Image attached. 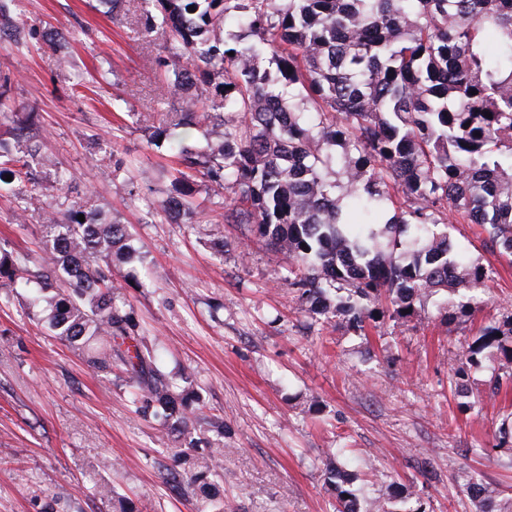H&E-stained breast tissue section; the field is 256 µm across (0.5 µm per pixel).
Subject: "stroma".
I'll return each instance as SVG.
<instances>
[{"instance_id":"1","label":"stroma","mask_w":512,"mask_h":512,"mask_svg":"<svg viewBox=\"0 0 512 512\" xmlns=\"http://www.w3.org/2000/svg\"><path fill=\"white\" fill-rule=\"evenodd\" d=\"M23 22L68 30L84 25L70 65L44 43L0 41V75L10 89L1 112L38 113L45 151L97 204L127 224L148 265L121 295L136 335L167 370L191 369L206 415L224 420V512H329L322 462L343 449L362 494H376L380 473L414 477L431 459L436 477L424 490L434 512H471L453 477L481 471L512 486V455L484 456L512 396L473 386L474 411L461 412L448 377L480 325L512 314V259L485 246L475 224H452L448 236L489 272L485 301L450 323L436 301L425 318L348 330L301 312L287 282V253L245 238L216 221L224 192L203 182L196 221L170 223L160 208L172 191L177 161L148 143L170 106L157 92L163 75L137 15L113 23L100 0H26ZM109 59L113 84L98 85L94 67ZM134 104L123 119L114 98ZM113 152L121 168L93 165V148ZM136 195L121 200L126 180ZM16 200L0 196V239L41 261L40 218L16 223ZM124 375L94 371L38 325L28 295L0 307V512H37L36 490L57 494L64 512H112L94 497L89 471L111 478L143 512H196L194 501L162 482L171 440L136 415L122 395Z\"/></svg>"}]
</instances>
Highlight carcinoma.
I'll list each match as a JSON object with an SVG mask.
<instances>
[{"label":"carcinoma","instance_id":"carcinoma-1","mask_svg":"<svg viewBox=\"0 0 512 512\" xmlns=\"http://www.w3.org/2000/svg\"><path fill=\"white\" fill-rule=\"evenodd\" d=\"M228 2L144 0L143 34L163 37L156 63L172 107L150 144H170L184 165L168 217L194 214L195 173L222 186L224 223L287 252L298 300L326 324L344 316L360 336L369 321L420 317L440 293L448 321L471 316L488 271L450 242L443 218L451 210L458 224L484 226L490 247L512 257V0H247L245 23L225 40L216 31ZM18 7L0 0V40L40 37L69 63L76 33L39 35L16 23ZM2 125L0 193L36 205L46 258L0 241V288L35 286L37 321L94 370L121 366L136 414L171 437L166 484L195 497L196 512H224V421L197 407L191 372L173 375L132 343V312L118 302L112 264L133 257L128 225L54 168L34 113ZM382 209L393 215L381 225L372 215ZM338 281L353 285L348 295ZM481 374L494 394L512 387V315L479 327L451 371L466 411ZM511 445L512 414L494 447ZM323 475L332 512H427L414 480L385 475L365 496L334 454ZM456 483L474 512H512V494L475 472L458 471ZM91 484L112 512H138L111 482Z\"/></svg>","mask_w":512,"mask_h":512}]
</instances>
